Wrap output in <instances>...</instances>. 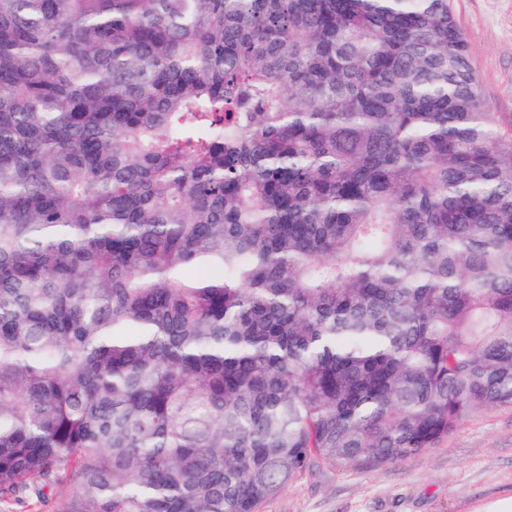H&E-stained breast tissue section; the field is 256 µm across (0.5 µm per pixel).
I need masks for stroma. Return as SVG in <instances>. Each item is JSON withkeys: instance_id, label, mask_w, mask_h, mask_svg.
Instances as JSON below:
<instances>
[{"instance_id": "stroma-1", "label": "stroma", "mask_w": 512, "mask_h": 512, "mask_svg": "<svg viewBox=\"0 0 512 512\" xmlns=\"http://www.w3.org/2000/svg\"><path fill=\"white\" fill-rule=\"evenodd\" d=\"M493 112L512 125V0H451ZM512 496V407L465 417L391 466L302 474L260 512H474Z\"/></svg>"}]
</instances>
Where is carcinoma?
Listing matches in <instances>:
<instances>
[{
    "label": "carcinoma",
    "instance_id": "1",
    "mask_svg": "<svg viewBox=\"0 0 512 512\" xmlns=\"http://www.w3.org/2000/svg\"><path fill=\"white\" fill-rule=\"evenodd\" d=\"M512 407V129L450 0H0V498L260 512Z\"/></svg>",
    "mask_w": 512,
    "mask_h": 512
}]
</instances>
